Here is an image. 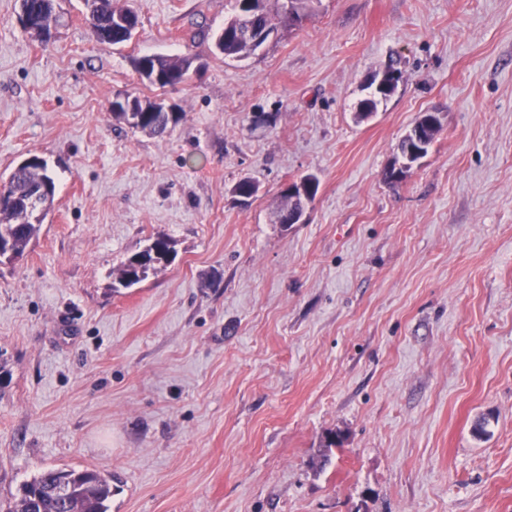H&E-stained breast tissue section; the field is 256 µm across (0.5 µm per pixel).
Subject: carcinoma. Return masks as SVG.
<instances>
[{"instance_id":"1","label":"carcinoma","mask_w":512,"mask_h":512,"mask_svg":"<svg viewBox=\"0 0 512 512\" xmlns=\"http://www.w3.org/2000/svg\"><path fill=\"white\" fill-rule=\"evenodd\" d=\"M310 0H287L283 11L272 13L267 8V0H235V16L224 23V28L214 36L215 50L226 58H242L256 51L261 44L249 43L246 35H229L228 30L238 20L241 13L254 12L252 24L265 30V38L278 30V26L288 23L298 25L307 16ZM24 3L36 9L41 21V31L37 36L50 34V28L56 24L53 0H24ZM128 11L118 4V0H105L103 6L95 10L90 17L88 27L92 35L102 44L122 45L128 39L117 31H110L115 14ZM151 68L169 75L179 82L188 79L191 62L187 58L161 54L149 56ZM387 83L375 92L361 99L358 103L356 118L360 121L369 118L377 111L378 105L391 97L397 90L403 71L396 60L386 66ZM113 117L128 124L134 131L153 135H162L178 121L175 112H154L141 124H131L124 112H115ZM431 118V113H423L415 122V128L402 139L398 146L399 155H405L412 144L415 129L423 128L425 144L431 146L441 126H424ZM49 182L53 189L44 199L42 218L31 221L26 214L25 199L32 190L44 182ZM55 179L48 169L47 163L35 166L17 167L9 176L10 191L18 195L17 204L12 210L0 213V244L9 248L16 256L21 257L30 245L38 239L42 224L51 211L55 200ZM172 252L170 242L164 237L155 239L142 251L126 258L112 272V288H130L145 280L149 272L170 261ZM112 499V479L94 469H47L24 483L21 495L16 501L12 512H109Z\"/></svg>"}]
</instances>
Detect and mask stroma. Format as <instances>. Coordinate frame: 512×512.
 Segmentation results:
<instances>
[{
    "label": "stroma",
    "instance_id": "stroma-1",
    "mask_svg": "<svg viewBox=\"0 0 512 512\" xmlns=\"http://www.w3.org/2000/svg\"><path fill=\"white\" fill-rule=\"evenodd\" d=\"M131 4L112 47L83 0L43 40L0 0V180L36 155L56 181L0 264V512L49 468L110 476V512H512V0H320L238 59L211 39L233 0ZM153 53L189 80L143 84ZM127 94L179 122L132 131ZM424 112L441 130L390 184ZM159 237L174 260L113 289ZM385 80L389 75L387 83H383L374 93L361 99L358 103L356 118L360 121L368 119L374 112H377L378 105L391 97L397 90L399 82L402 79L403 71L399 67L397 60H391L386 66ZM397 75L394 77V75ZM394 81V82H392Z\"/></svg>",
    "mask_w": 512,
    "mask_h": 512
}]
</instances>
